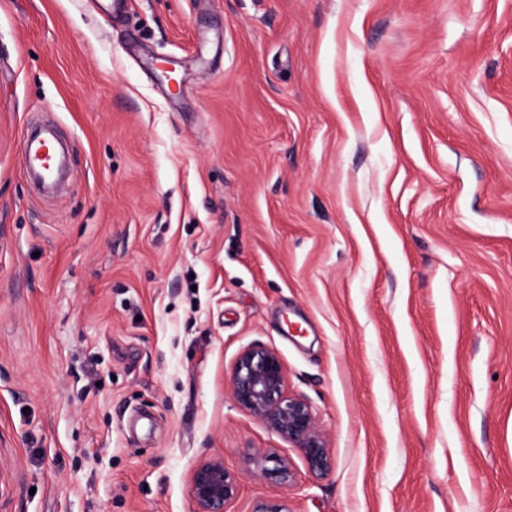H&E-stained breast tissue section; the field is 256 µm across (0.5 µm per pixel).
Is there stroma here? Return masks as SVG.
<instances>
[{"instance_id":"35a3bbf8","label":"stroma","mask_w":512,"mask_h":512,"mask_svg":"<svg viewBox=\"0 0 512 512\" xmlns=\"http://www.w3.org/2000/svg\"><path fill=\"white\" fill-rule=\"evenodd\" d=\"M208 457L228 512H512V0H0V512H193ZM51 149L45 141L33 136L27 137L23 144V165L26 170L39 172L44 179L53 175V163L49 160ZM286 385V367L275 349L251 344L240 351L231 373L235 404L299 448L311 472L327 474L332 460L316 414L307 400L289 395ZM261 473L279 481H290L293 473L288 459L279 455L274 449H267L260 455ZM272 463V466H268ZM188 491L193 512H228L238 493V481L224 467L223 459L208 458L194 468Z\"/></svg>"}]
</instances>
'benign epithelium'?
<instances>
[{"label": "benign epithelium", "mask_w": 512, "mask_h": 512, "mask_svg": "<svg viewBox=\"0 0 512 512\" xmlns=\"http://www.w3.org/2000/svg\"><path fill=\"white\" fill-rule=\"evenodd\" d=\"M287 371L278 352L251 344L238 354L231 373L232 398L238 408L283 440L300 449L308 469L324 475L332 467L326 440L310 403L288 394ZM261 473L279 481L291 480L288 459L273 449L260 455ZM238 493L236 477L224 460L208 458L193 470L189 497L193 512H228Z\"/></svg>", "instance_id": "benign-epithelium-1"}]
</instances>
